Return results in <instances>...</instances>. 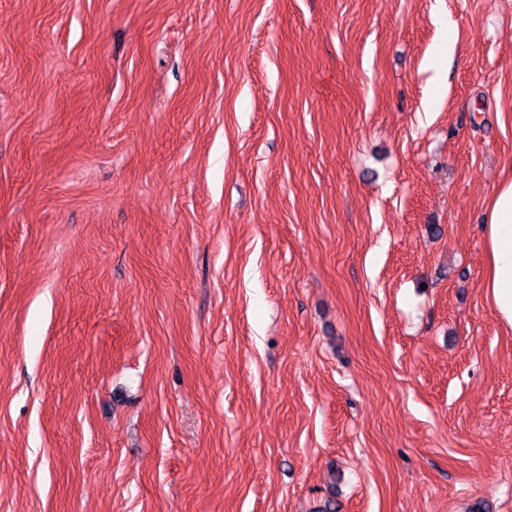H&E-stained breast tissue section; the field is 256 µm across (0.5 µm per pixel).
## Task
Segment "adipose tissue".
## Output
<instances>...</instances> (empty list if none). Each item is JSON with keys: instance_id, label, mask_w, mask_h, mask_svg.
I'll return each instance as SVG.
<instances>
[{"instance_id": "adipose-tissue-1", "label": "adipose tissue", "mask_w": 512, "mask_h": 512, "mask_svg": "<svg viewBox=\"0 0 512 512\" xmlns=\"http://www.w3.org/2000/svg\"><path fill=\"white\" fill-rule=\"evenodd\" d=\"M487 270L486 296L502 327L512 331V179L490 199L483 225Z\"/></svg>"}]
</instances>
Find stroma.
I'll return each mask as SVG.
<instances>
[{
  "instance_id": "35a3bbf8",
  "label": "stroma",
  "mask_w": 512,
  "mask_h": 512,
  "mask_svg": "<svg viewBox=\"0 0 512 512\" xmlns=\"http://www.w3.org/2000/svg\"><path fill=\"white\" fill-rule=\"evenodd\" d=\"M512 0H0V512H512ZM487 270L482 288L500 324L512 331V179L490 199L483 224Z\"/></svg>"
}]
</instances>
